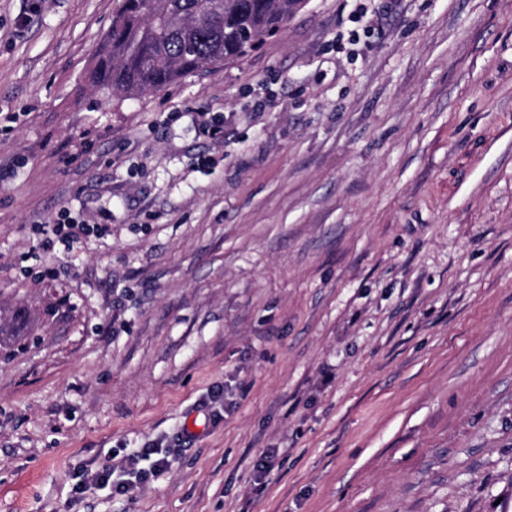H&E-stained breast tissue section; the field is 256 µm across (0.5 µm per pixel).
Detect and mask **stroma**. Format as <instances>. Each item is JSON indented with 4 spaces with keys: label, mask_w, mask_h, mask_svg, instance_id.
Here are the masks:
<instances>
[{
    "label": "stroma",
    "mask_w": 512,
    "mask_h": 512,
    "mask_svg": "<svg viewBox=\"0 0 512 512\" xmlns=\"http://www.w3.org/2000/svg\"><path fill=\"white\" fill-rule=\"evenodd\" d=\"M118 6L0 0V512H512V0H307L135 98ZM75 220L70 216L68 210H63L59 217L54 220L53 224H50L49 230H45L43 227L42 231L46 234L51 232L53 238L49 237L51 243L57 242L64 248L73 249L74 243H77L81 238V235H88L92 231L98 229V224H81L80 227L76 228ZM50 242L47 243L50 245ZM154 454H158V452L151 448H146L140 455L129 458L120 466L103 468L90 475L87 474L83 482L75 488V491L81 492L87 481L90 480L97 485L110 487L112 489V495H127L137 487V485H142L151 478L165 472L170 466L169 460L166 457H161L153 460L150 467L147 469L138 467L141 461L140 456L150 458V456ZM116 472L119 473L114 479Z\"/></svg>",
    "instance_id": "35a3bbf8"
}]
</instances>
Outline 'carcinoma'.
Masks as SVG:
<instances>
[{
  "instance_id": "1",
  "label": "carcinoma",
  "mask_w": 512,
  "mask_h": 512,
  "mask_svg": "<svg viewBox=\"0 0 512 512\" xmlns=\"http://www.w3.org/2000/svg\"><path fill=\"white\" fill-rule=\"evenodd\" d=\"M224 13L208 12L210 0H120L87 81L103 93L138 96L192 72L250 51L238 33L276 34L296 4L292 0H227Z\"/></svg>"
}]
</instances>
